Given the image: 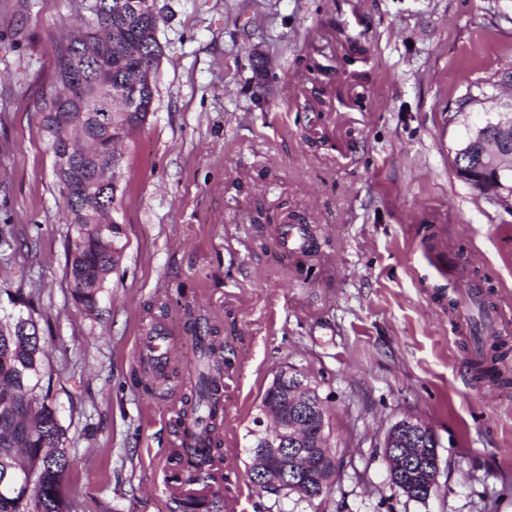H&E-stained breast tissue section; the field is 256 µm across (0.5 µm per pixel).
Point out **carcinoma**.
I'll return each instance as SVG.
<instances>
[{
  "instance_id": "carcinoma-1",
  "label": "carcinoma",
  "mask_w": 512,
  "mask_h": 512,
  "mask_svg": "<svg viewBox=\"0 0 512 512\" xmlns=\"http://www.w3.org/2000/svg\"><path fill=\"white\" fill-rule=\"evenodd\" d=\"M88 9L95 17L106 13L111 28H119L118 35L110 31L98 45V56L112 67V84L131 88L140 85L139 108L142 113H149L151 91L147 78L148 72L155 68L149 60V52H140L139 44L143 29L162 20L155 0H90ZM77 43L78 40L68 37L55 41V80L61 90L44 101L41 113L53 149L65 142L56 121L63 104L85 113L81 132L71 144L75 167L67 174H56V178L75 232L68 250L65 279L73 297L92 308L96 305V289L108 281L125 248L122 225L111 223L110 231L103 237L89 226L92 216L100 222L108 217L99 208L96 184L99 174L112 159L108 155L112 136L98 116L108 110L118 112L120 108H108L110 98L98 80V61L78 54ZM77 77L83 80L84 93L74 102L66 98V91ZM493 147L512 164V139L501 140L495 129L489 128L480 149ZM194 340L200 352L196 385L193 396L184 401L180 424L194 428L195 434L190 445L174 449L173 462L188 463L193 480L206 481L214 478V464L220 451L215 435L216 421L222 410L220 386L207 361L216 354L217 339L210 332L205 336L196 335ZM497 349L498 344L493 340L485 354L484 373L493 381L501 379L495 367ZM41 354L42 345L32 318L20 316L13 327L0 329V512H64L61 482L69 466L62 441L64 429L56 407L44 401L39 409H34L33 393L41 382ZM322 429L321 420L306 421L299 447H313L318 442L327 444ZM21 450L28 458L26 467L15 460ZM15 470L27 474L31 482L19 486L4 482V477ZM400 481L410 498L418 501L427 498L426 472L420 466L409 469ZM249 483L259 495L293 494L300 501L306 500L279 475L265 476L258 482L251 479Z\"/></svg>"
}]
</instances>
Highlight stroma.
Segmentation results:
<instances>
[{"label":"stroma","instance_id":"35a3bbf8","mask_svg":"<svg viewBox=\"0 0 512 512\" xmlns=\"http://www.w3.org/2000/svg\"><path fill=\"white\" fill-rule=\"evenodd\" d=\"M89 0H0V326L22 293L65 431L66 512H512V329L498 385L471 368L438 287L449 268L512 311V211L457 177L454 151L512 73V0H156L152 111L121 151L126 248L88 308L64 275L69 212L40 107L55 40ZM368 52L346 63L348 39ZM477 103L459 111L460 99ZM306 225L286 251L285 215ZM168 327L177 378L136 343ZM223 342L216 480L172 478L196 380L193 331ZM317 381L336 456L313 501L257 495L246 434L275 372ZM437 441L430 496L389 480V430Z\"/></svg>","mask_w":512,"mask_h":512}]
</instances>
